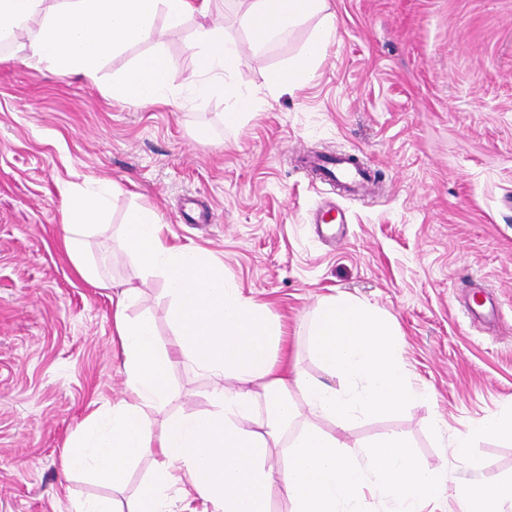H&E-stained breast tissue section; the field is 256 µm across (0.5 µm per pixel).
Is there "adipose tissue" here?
Masks as SVG:
<instances>
[{"instance_id":"1","label":"adipose tissue","mask_w":512,"mask_h":512,"mask_svg":"<svg viewBox=\"0 0 512 512\" xmlns=\"http://www.w3.org/2000/svg\"><path fill=\"white\" fill-rule=\"evenodd\" d=\"M43 3L0 0V40L20 43L31 60L47 68L89 79L96 78L107 56L149 40L158 13L176 24L208 10L206 0H61L48 12ZM311 16L319 17V26L303 52L274 76L279 89L294 88L314 68L336 36L335 13L327 0H250L241 19L260 43ZM187 49L196 61L195 87L201 93L209 91V78L230 73L240 63L237 46L225 41L219 26L200 27ZM176 78L173 62L157 51L141 57L118 89L139 104L151 105L161 101ZM111 194L108 186L77 188L63 201L67 254L77 274L96 288L106 282L88 258L84 240L105 223ZM162 230L157 212L141 207L129 214L122 238L142 273L166 280L177 350L159 347L150 321L127 317L136 290H121L113 319L128 398L113 407L111 416L91 417L64 451L65 471L92 478L105 475L118 484L131 462L158 455L136 512H168L163 493L172 488L182 498L217 503L221 512H270V491L278 482L288 492L292 512H364L368 491L382 499L385 512H423L442 496L447 475L418 462L399 436L351 447L338 433L357 420L428 398V391L411 381L395 321L345 293L323 298L309 331V349L321 377L277 373L281 322L244 297L206 251L171 248ZM177 355L221 382L235 380L236 386L216 388L212 413L184 415L156 438L146 427L143 408L168 399L169 370ZM334 378L343 381V389L331 386ZM260 402L268 409L264 424L257 430L244 428L243 420ZM303 409L311 422L284 439V431ZM320 418L338 423V430L320 428ZM501 434L512 437V418L490 415L478 420L455 436V460L464 470H477L474 440ZM279 446L288 455L282 470L268 464L272 449ZM456 493L464 512H504L512 506V479L492 485L461 482Z\"/></svg>"}]
</instances>
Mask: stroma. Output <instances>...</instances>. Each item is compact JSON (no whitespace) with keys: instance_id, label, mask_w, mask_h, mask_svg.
Here are the masks:
<instances>
[{"instance_id":"35a3bbf8","label":"stroma","mask_w":512,"mask_h":512,"mask_svg":"<svg viewBox=\"0 0 512 512\" xmlns=\"http://www.w3.org/2000/svg\"><path fill=\"white\" fill-rule=\"evenodd\" d=\"M248 5L209 0L207 15L175 26L158 14L152 38L108 56L93 80L0 45V512H75L94 498L133 512L156 465L143 456L118 487L61 466L87 417L125 397L114 290L81 280L62 246L63 194L89 178L116 189L88 251L115 290L137 288L126 314L150 319L160 347L175 344L164 279L141 274L120 237L138 206L156 209L168 245L207 251L282 321L277 357L289 369L320 374L307 333L322 297L344 292L396 321L404 363L431 398L352 424L348 443L401 435L419 462L461 481L454 436L512 412V0H329L336 37L288 93L271 77L319 20L257 43L240 23ZM203 24L223 26L241 61L201 95L186 78ZM153 51L179 75L166 103L114 95ZM236 94L254 106L230 127ZM307 152L355 156L375 193L322 184L297 164ZM328 200L346 217L332 235L313 222ZM475 300L496 304V320L471 322ZM170 385L165 404L145 409L155 436L215 408L216 380L187 360ZM473 453L484 482L512 476V439H477Z\"/></svg>"}]
</instances>
